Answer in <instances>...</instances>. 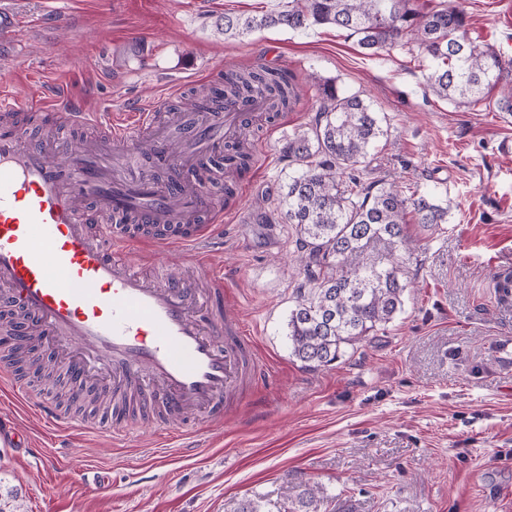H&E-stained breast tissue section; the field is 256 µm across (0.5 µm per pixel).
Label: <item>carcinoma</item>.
Here are the masks:
<instances>
[{
	"instance_id": "1",
	"label": "carcinoma",
	"mask_w": 512,
	"mask_h": 512,
	"mask_svg": "<svg viewBox=\"0 0 512 512\" xmlns=\"http://www.w3.org/2000/svg\"><path fill=\"white\" fill-rule=\"evenodd\" d=\"M215 25L227 38L330 25L358 35L373 55L412 44L429 61L432 94L472 108L498 85L507 91L490 105L512 115V58L467 44L464 12L443 2L420 9L415 0H287L262 15L226 14ZM213 94L226 103L262 97L270 111L288 112L300 89L293 72L257 66L225 71L224 86ZM318 96L312 119L283 146L291 171L276 202L294 226L303 271L288 314V342L311 369L334 364L402 311L408 283L398 257L410 249L407 216L425 227L448 223V205L433 195L406 197L392 185L365 182L363 163L383 135V118L370 104L341 92L333 80L319 83ZM13 355L16 369L51 378V362L43 368L25 361V351ZM322 502L320 489L301 481L288 496V510L319 512Z\"/></svg>"
}]
</instances>
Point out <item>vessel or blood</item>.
<instances>
[{
  "mask_svg": "<svg viewBox=\"0 0 512 512\" xmlns=\"http://www.w3.org/2000/svg\"><path fill=\"white\" fill-rule=\"evenodd\" d=\"M266 108L255 98L207 107V119L185 125L174 144L156 129L152 109L103 117L39 88L22 100L0 88V308L27 335H52L78 353L68 364L75 391L91 369L105 370L110 380L99 394L114 414L136 409L130 425L183 432L201 411L222 424L245 374H259L263 360L224 302L223 270L200 253L194 261L206 287L164 263L151 278L143 259L126 252L128 238L107 244L103 221L157 229L151 245L170 251L208 238L216 218L200 163L236 138L250 113ZM36 112L63 113L69 126L100 134L91 144L60 138L50 124L27 134L24 120ZM150 127V143L135 138ZM108 154H146L184 175L162 186L138 165L109 170ZM130 425L113 422V435H127Z\"/></svg>",
  "mask_w": 512,
  "mask_h": 512,
  "instance_id": "b4317fda",
  "label": "vessel or blood"
}]
</instances>
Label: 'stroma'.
Segmentation results:
<instances>
[{
	"label": "stroma",
	"instance_id": "obj_1",
	"mask_svg": "<svg viewBox=\"0 0 512 512\" xmlns=\"http://www.w3.org/2000/svg\"><path fill=\"white\" fill-rule=\"evenodd\" d=\"M283 0H0L20 18L0 50L14 94L38 82L95 110L138 104L171 115L218 82L225 65L294 72L295 109L249 120L258 162L244 198L225 211L205 251L224 269L230 300L264 360L228 420L204 428L196 450L143 426L124 439L103 429H56L41 414L51 383L26 397L6 385L16 368L0 355V420L31 437L0 443V496L19 512H235L245 499L282 502L306 480L321 512H512V296L495 287L512 272V116L459 108L426 88V64L408 45L371 55L351 31L276 28L224 39L218 16L261 14ZM467 39L512 57V0H455ZM332 79L384 114L388 131L368 155L369 176L403 195L449 206L436 227L409 224L404 255L413 283L384 330L313 370L291 353L286 321L302 281L292 229L259 223L288 174L281 148L311 119L318 81Z\"/></svg>",
	"mask_w": 512,
	"mask_h": 512
}]
</instances>
